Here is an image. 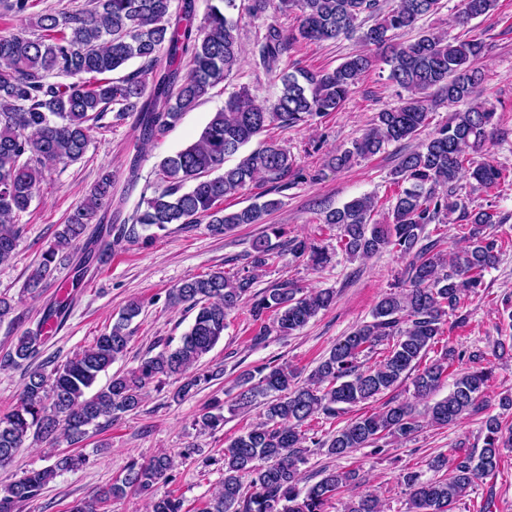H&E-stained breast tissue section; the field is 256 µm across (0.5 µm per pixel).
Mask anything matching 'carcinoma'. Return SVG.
Here are the masks:
<instances>
[{
    "label": "carcinoma",
    "mask_w": 512,
    "mask_h": 512,
    "mask_svg": "<svg viewBox=\"0 0 512 512\" xmlns=\"http://www.w3.org/2000/svg\"><path fill=\"white\" fill-rule=\"evenodd\" d=\"M42 0H0V12L29 19L34 31L0 33V265L15 257L20 214L27 211L49 164L80 160L92 129H108V113L121 121L135 117L143 143L164 136L182 115L205 101L224 82L243 57L238 25L228 14L236 0H208L207 12L195 24L196 0H89L75 10H37ZM253 17L268 10L297 13L298 26L289 32L275 22L253 48L255 66L267 73L279 71L273 102H258L243 88L213 113L199 138L168 155L157 176L167 183L162 192L142 201L129 224L109 225L86 237L89 225L103 223L101 212L112 204V174L104 173L84 201L67 218L56 241L32 269L24 291H42L58 267L71 261L70 248L86 239L85 251L74 266L71 280L59 285L60 296L49 303L35 330L17 337L0 365L21 366L33 359L48 330L62 325L80 288L86 268L100 253L112 251L121 239L139 238V229L165 231L170 224L206 222L214 236L232 232L241 224H262L278 206L268 200L236 211H226L224 200L244 191L257 178L287 187L296 176L290 151L274 140L263 142L233 166L227 158L273 125H306L316 117L338 111L364 73L385 53L389 78L408 97L393 109L377 113L373 127L351 147L335 155L344 168L357 158L380 152L384 146L411 139L427 125L430 96L437 94L459 107L448 122L420 148L401 156L393 172L399 186L389 208L391 222H372L378 209L373 196L355 198L326 212L324 223L338 230L337 247L345 255L368 257L392 247L408 259L400 290L383 296L373 321L339 339L329 355L305 382L287 365L264 364L241 372L237 393L229 406L219 400L207 404L197 419L202 430L224 427V410L245 413L256 405L266 420L252 425L224 448V478L217 493L197 512H325V506L346 486L360 483L354 470L324 469L319 480L300 487L299 464L304 462L303 424L316 415L334 418L393 390L410 379L419 397H428L448 376V368L462 354L445 349L438 359L421 362L440 335V325L452 313L463 325L469 296L477 292L487 269L499 259L498 241L486 233L500 223L488 210H471L458 194L464 177L493 186L502 178L494 163L478 161L492 125L494 110L476 102L482 82L479 61L484 42L448 39L445 33L420 32L413 40L395 43L392 33L412 29L439 9L440 0H396L388 10L379 0H241ZM497 0H459L456 22L466 25L492 11ZM368 13L376 22L362 31L366 50L349 56L332 70L279 69L294 43L334 41L355 32ZM137 59L140 66L124 75L111 73ZM70 82L60 83L58 79ZM468 227L466 245L443 258L438 241L426 240L429 224H446L453 214ZM279 224H269L252 243L251 268L232 275L213 271L182 281L169 292V302L195 312L176 346L166 342L147 354L137 367L115 373L95 392L90 389L100 373L122 359L131 341L130 325L141 314L142 303L128 301L110 330L66 362L42 363L27 372L17 405L0 416V466L12 461L16 450L34 436L55 444L61 434L80 442L87 427L137 411L151 384L169 379L181 384L172 399L182 400L218 380L221 371L201 369V361L224 337L226 318L244 301L259 325L261 341L271 331L290 336L336 302L330 289L305 291L284 279L269 288L254 289L258 271L273 249L271 237H284ZM288 253L305 257L316 268L328 266L335 255L325 246L290 238ZM387 355L373 367L360 358L383 342ZM473 366L456 378L448 396L429 406L433 424L446 427L480 409L492 371L478 365L483 354L470 355ZM418 429L412 408L405 403L384 405L364 413L325 440L314 444L331 456L345 457L366 448L385 434L403 440ZM483 445L472 450L465 443L431 461L446 471L443 478L423 481L415 472L403 475L409 490L410 512H452L470 489L499 469L502 450L512 448V425L490 416L484 423ZM85 462L79 455L59 454L53 465L28 470L0 490V512H16L36 500L58 474ZM174 457L160 451L146 460H134L123 476L98 490L74 512H101L104 505L130 493L150 496V512H183V502L158 489L175 479ZM249 478L251 492L244 491ZM381 502L365 493L345 504V512H381Z\"/></svg>",
    "instance_id": "1"
}]
</instances>
